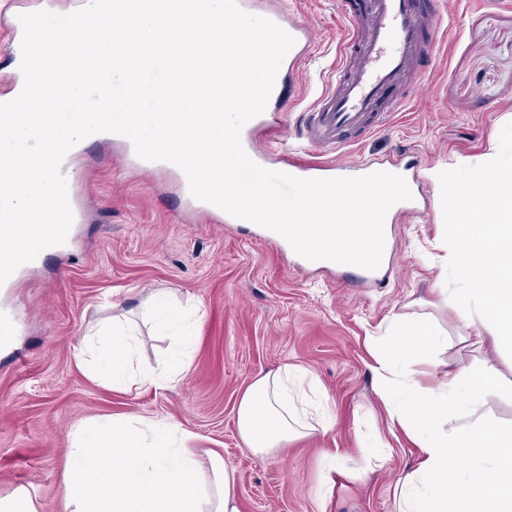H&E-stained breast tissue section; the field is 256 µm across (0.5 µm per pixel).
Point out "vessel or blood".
Instances as JSON below:
<instances>
[{"label": "vessel or blood", "instance_id": "vessel-or-blood-1", "mask_svg": "<svg viewBox=\"0 0 512 512\" xmlns=\"http://www.w3.org/2000/svg\"><path fill=\"white\" fill-rule=\"evenodd\" d=\"M272 20L294 38L295 43L285 60L289 67H296L312 45V30L308 25L278 14L273 15ZM349 23L353 32L343 75L309 108L305 126L306 143L331 152L348 147L351 133L366 130L370 119L384 121L389 113L405 107L401 86L418 76L416 63L420 57L436 56L439 43L438 12L422 13L416 0H369L365 17H350ZM266 126V117L261 114L248 121L241 131L243 149L252 160L269 158L260 147V135ZM281 163L289 175L305 179L350 177L370 169L369 164L363 162L338 164L293 155L282 158ZM388 170L404 177L412 193L411 199L400 203L398 215L414 217L427 212L431 199L424 194L418 174L394 161L390 162ZM180 188L186 195L190 212L215 221L235 223V216L190 196L188 181H181Z\"/></svg>", "mask_w": 512, "mask_h": 512}]
</instances>
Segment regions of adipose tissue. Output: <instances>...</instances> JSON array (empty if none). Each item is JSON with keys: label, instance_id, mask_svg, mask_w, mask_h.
<instances>
[{"label": "adipose tissue", "instance_id": "obj_1", "mask_svg": "<svg viewBox=\"0 0 512 512\" xmlns=\"http://www.w3.org/2000/svg\"><path fill=\"white\" fill-rule=\"evenodd\" d=\"M470 182L443 226L439 278L457 280L451 310L468 331L464 344L512 352V166L491 160ZM154 320L177 332V353L165 372L140 363L135 338L119 321L91 333L77 350L78 363L117 386L176 381L188 359L189 339L180 330L190 316L162 306ZM447 346L431 320L399 314L372 368L389 425L405 427L421 450L417 465L395 483L396 512H512V423L487 410L500 370L489 360L437 368ZM306 380L301 370L278 367L242 393L238 433L255 454L335 427L328 400L308 418ZM193 439L174 421L115 418L82 427L70 450L74 464L60 480L66 512H240L234 471L218 451L199 459ZM453 457L467 461L464 472L450 469Z\"/></svg>", "mask_w": 512, "mask_h": 512}]
</instances>
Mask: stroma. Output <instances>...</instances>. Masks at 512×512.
Listing matches in <instances>:
<instances>
[{
	"label": "stroma",
	"instance_id": "35a3bbf8",
	"mask_svg": "<svg viewBox=\"0 0 512 512\" xmlns=\"http://www.w3.org/2000/svg\"><path fill=\"white\" fill-rule=\"evenodd\" d=\"M419 3L438 5L447 24L435 60L406 87L403 111L377 132L357 133V145L342 153L346 161L407 154L434 199L426 214L395 225L393 268L380 285L357 288L332 270L295 272L279 245L255 239V225L186 216L169 168L142 171L125 144L108 138L80 143L69 174L81 218L67 254L47 253L41 266L21 267L0 286V308L13 313L0 344V497L24 492L38 512H65L60 476L73 463L76 429L121 416L178 422L194 434L198 456L222 452L236 475L241 512H394L395 480L419 457L404 432L386 434L389 460L375 478L352 475L361 445L382 423L371 350L403 313L432 319L445 333L443 361L478 362L477 353L459 347L458 325L436 288L444 210L456 196L437 192L427 174L479 169L512 130V0ZM275 9L314 32L297 75L284 67L276 75L282 99L268 105L267 144L280 155L303 145L306 111L336 78L347 18L366 4L254 0L252 12ZM156 296L200 312L180 379L116 390L89 377L76 350L116 316L132 323L146 363H167L170 339L136 311ZM277 366L313 377L337 422L261 457L238 434L237 407L246 387ZM331 450L344 475L323 504L318 477Z\"/></svg>",
	"mask_w": 512,
	"mask_h": 512
}]
</instances>
